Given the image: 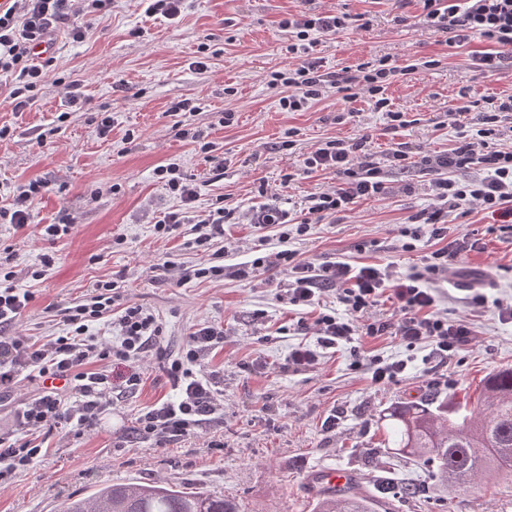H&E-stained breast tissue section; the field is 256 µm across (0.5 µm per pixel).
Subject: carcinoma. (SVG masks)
I'll use <instances>...</instances> for the list:
<instances>
[{
	"label": "carcinoma",
	"instance_id": "1",
	"mask_svg": "<svg viewBox=\"0 0 512 512\" xmlns=\"http://www.w3.org/2000/svg\"><path fill=\"white\" fill-rule=\"evenodd\" d=\"M477 404L482 416L467 414L468 402L453 395L442 401L425 397L394 406L380 416L397 454L414 458L427 479L462 488L478 473L512 475V368L485 382ZM378 495L391 500L415 497L421 487L387 478ZM377 495L359 482L343 490L317 488L313 512H376ZM55 512H242L233 500L203 489L187 490L169 482L128 481L102 486L85 497H68Z\"/></svg>",
	"mask_w": 512,
	"mask_h": 512
}]
</instances>
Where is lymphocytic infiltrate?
I'll use <instances>...</instances> for the list:
<instances>
[{
	"label": "lymphocytic infiltrate",
	"instance_id": "obj_1",
	"mask_svg": "<svg viewBox=\"0 0 512 512\" xmlns=\"http://www.w3.org/2000/svg\"><path fill=\"white\" fill-rule=\"evenodd\" d=\"M110 0H0V72H14L19 85L9 93L15 111L31 103L27 92L50 74V59H36L35 44L53 38L60 27H67L73 41L85 39L93 22L106 11ZM429 27L439 32L446 46L462 48L480 39L484 48L472 53L473 66L481 71H500L512 58V0H422ZM343 13L321 12L288 16L281 27L288 33V51L292 68L272 75V85L282 87L280 106L288 112H301L329 91H337L344 101H357L366 95L374 111L389 122H398L402 112L393 110L386 95L392 78L415 72L412 64L343 68L323 71L310 59L315 34L331 36L347 26ZM467 105L449 108L447 117L458 123L457 140L448 152L425 155L412 161L408 144L400 143L387 155L392 167L407 169L419 164L432 175V202L412 214L407 224L397 229L402 251L413 250L422 236L437 241L421 265L411 266L404 275H396L389 266L356 265L339 257L317 261L300 256L290 241L306 237L311 220L339 217L363 200L379 199L388 192L383 171L369 150V135L352 141L333 139L322 142L307 153L304 173L326 172L336 183L330 189L312 193L305 200L307 220L289 223L280 207L279 195H272L253 216L262 256L249 261L228 262L235 245L215 246L223 237L225 224L234 218L232 209L216 204L205 218L194 222V243L206 258L194 268L177 269L170 260L158 262L165 273L177 274L179 281L247 280L265 272L287 276L288 284L281 302L300 309L316 307L321 295L336 291L345 307L344 314L318 312L313 320L299 319L300 329H312L316 346L292 348L289 366L309 368L319 359L320 350L333 349L351 342L353 336H392L408 350L429 345V356L441 361L455 356L471 340L467 321L451 320L437 309L438 296L433 281L447 275L450 266L471 251L478 240L469 235L450 233L448 215L480 208L497 213L503 223L512 224V146H503L504 123L512 120V95L490 98L486 109L468 126L459 120ZM155 174L185 208L195 202L197 186L177 164L156 167ZM184 210L168 212L156 226L164 237L178 236L190 223ZM0 403L10 397L21 378L37 381L36 393L28 398L16 416L13 430L0 431V486L17 471L32 465L44 453L34 437L69 426L76 432L92 429L100 415L111 407L115 396L135 392L143 382L141 361L160 340L163 331L156 317L142 305L125 299L112 282L97 283L95 293L84 302L67 307L64 315L70 326L68 335L42 343L24 336H9L5 330L16 324L26 312L32 295L12 285V273L0 276ZM392 293L397 315L389 320H373L369 312L385 293ZM116 317L118 334L109 339L92 334L93 324ZM224 348V330L200 324L187 337L181 351L166 367L169 381L177 390L172 399L158 401L137 419L135 433L143 442L163 448L172 441L198 434L216 419L223 408L217 373H203L197 366L211 354Z\"/></svg>",
	"mask_w": 512,
	"mask_h": 512
}]
</instances>
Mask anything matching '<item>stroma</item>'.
<instances>
[{
	"label": "stroma",
	"mask_w": 512,
	"mask_h": 512,
	"mask_svg": "<svg viewBox=\"0 0 512 512\" xmlns=\"http://www.w3.org/2000/svg\"><path fill=\"white\" fill-rule=\"evenodd\" d=\"M325 11L351 17L344 32L317 38L313 55L325 71L374 65L386 56L415 65L414 74L387 90L405 126L390 128L365 101L348 104L333 93L303 112L281 110L280 93L266 79L291 61L280 22ZM422 12L420 0H186L181 17L170 21L145 14L138 0H112L83 41L57 32L51 78L34 90L32 106L14 111L8 94L16 77L0 72V127L6 130L0 137V207L30 181L44 184L25 230L0 223V269L14 271L15 285L33 295L14 333L36 340L67 335L62 307L88 298L101 281L115 282L163 327L142 364L141 390L115 401L92 430H54L47 453L0 488V512H55L65 496L124 479L206 489L249 512H311L309 477L328 467L352 471L366 488L386 469L398 481L424 483L423 498L387 501L386 512H512L511 480L484 479L463 491L426 481L414 461L387 455L379 420L387 408L426 396L476 399L490 375L512 368V324L500 322L493 308L474 310L461 298L462 289L483 288L512 300V230L490 214L476 209L448 218L457 232L481 240L483 249L459 260L450 284L439 289L441 313L473 327L472 341L440 365L424 363V350H406L393 337L359 336L353 346L323 351L314 368L296 370L288 365L289 350L315 344L316 337L298 330L296 312L279 301L283 276L179 284L152 269L165 256L183 267L204 259L187 245L191 227L173 239L154 229L165 212L182 206L155 176L158 165L178 164L194 180V215L205 216L219 198L235 209L237 221L225 225L224 237L246 248L259 235L250 215L265 203V190L281 192L282 208L301 221L304 198L334 184L329 174H301L304 155L322 141L363 134L385 166L390 194L313 225L296 249L306 259L341 254L399 273L429 256L431 241L421 239L404 252L393 231L430 204V176L416 167L386 166V155L403 142L417 156L451 148L456 129L444 122L449 106L464 99L477 113L487 97L512 95V66L495 74L474 68L468 54L481 42L447 48L423 23ZM364 17L370 20L365 28ZM70 80L78 81L84 105L68 114L62 84ZM184 99L197 108L189 129L203 131L212 152L177 137L170 107ZM228 110L235 119L227 125ZM106 114L112 127L103 136L98 123ZM290 129L295 144L288 148L282 141ZM289 172L295 180L281 187ZM62 219L73 224L70 236L53 244L39 239L42 225ZM45 253L55 254L54 266L42 279H31ZM259 309L265 317H256ZM203 322L224 328V348L207 363L224 372L223 418L164 448L133 438L143 409L173 397L166 360ZM354 346L368 359L405 360L407 369L396 383L372 384L365 372L349 367Z\"/></svg>",
	"instance_id": "1"
}]
</instances>
